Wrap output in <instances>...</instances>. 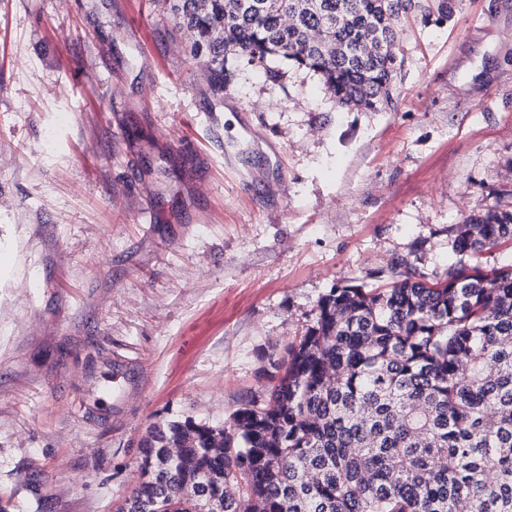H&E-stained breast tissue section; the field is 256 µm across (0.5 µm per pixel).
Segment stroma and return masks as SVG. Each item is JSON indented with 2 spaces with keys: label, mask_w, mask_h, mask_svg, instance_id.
<instances>
[{
  "label": "stroma",
  "mask_w": 512,
  "mask_h": 512,
  "mask_svg": "<svg viewBox=\"0 0 512 512\" xmlns=\"http://www.w3.org/2000/svg\"><path fill=\"white\" fill-rule=\"evenodd\" d=\"M188 43L160 0H0L8 512H115L153 425L224 422L330 288L444 276L450 226L512 204V0L408 25L382 112L282 58L213 94ZM125 384H135V375L122 361L112 363V399L120 400L124 394Z\"/></svg>",
  "instance_id": "obj_1"
}]
</instances>
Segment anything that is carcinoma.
<instances>
[{
  "label": "carcinoma",
  "mask_w": 512,
  "mask_h": 512,
  "mask_svg": "<svg viewBox=\"0 0 512 512\" xmlns=\"http://www.w3.org/2000/svg\"><path fill=\"white\" fill-rule=\"evenodd\" d=\"M222 92L244 59L317 75L340 109L393 107L403 24L456 0H166ZM462 257L512 246V209L451 227ZM392 280L335 285L222 426L191 417L141 443L116 512H512V265L448 270L406 257Z\"/></svg>",
  "instance_id": "obj_1"
}]
</instances>
